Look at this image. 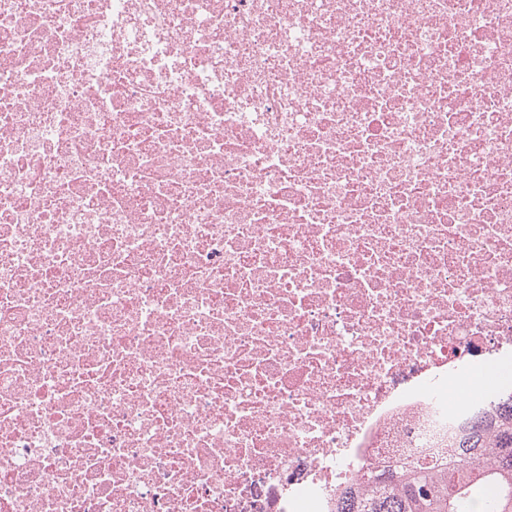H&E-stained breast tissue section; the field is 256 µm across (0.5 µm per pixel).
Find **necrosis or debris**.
I'll return each instance as SVG.
<instances>
[{
    "mask_svg": "<svg viewBox=\"0 0 512 512\" xmlns=\"http://www.w3.org/2000/svg\"><path fill=\"white\" fill-rule=\"evenodd\" d=\"M512 367V0H0V512H336Z\"/></svg>",
    "mask_w": 512,
    "mask_h": 512,
    "instance_id": "1",
    "label": "necrosis or debris"
}]
</instances>
